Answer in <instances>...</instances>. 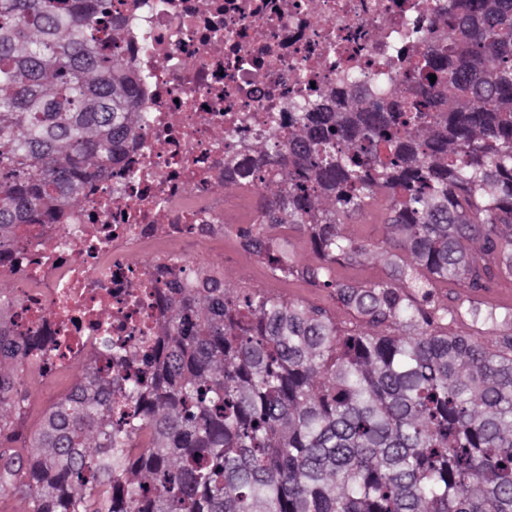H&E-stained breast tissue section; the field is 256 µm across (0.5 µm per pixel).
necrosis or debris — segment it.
Returning <instances> with one entry per match:
<instances>
[{"mask_svg": "<svg viewBox=\"0 0 512 512\" xmlns=\"http://www.w3.org/2000/svg\"><path fill=\"white\" fill-rule=\"evenodd\" d=\"M447 0H123V58L148 120L78 206L0 252L14 335L47 336L41 378L84 374L99 337L159 333L158 298L224 257V165L288 132L291 102L344 99L343 75L402 73Z\"/></svg>", "mask_w": 512, "mask_h": 512, "instance_id": "obj_1", "label": "necrosis or debris"}]
</instances>
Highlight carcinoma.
Instances as JSON below:
<instances>
[{
	"mask_svg": "<svg viewBox=\"0 0 512 512\" xmlns=\"http://www.w3.org/2000/svg\"><path fill=\"white\" fill-rule=\"evenodd\" d=\"M401 81L288 113L224 186L265 193L235 227L271 273L365 324L228 288L200 265L162 292L150 356L97 342L94 363L24 433L28 357L0 308V494L23 512H512V310L450 307L452 284L512 279V0H448ZM112 0H0V248L50 224L146 122ZM435 82H430V75ZM384 198L386 247L345 219ZM286 228L318 261L300 265ZM381 263L385 278L334 269ZM491 340L454 331L463 315Z\"/></svg>",
	"mask_w": 512,
	"mask_h": 512,
	"instance_id": "1",
	"label": "carcinoma"
}]
</instances>
